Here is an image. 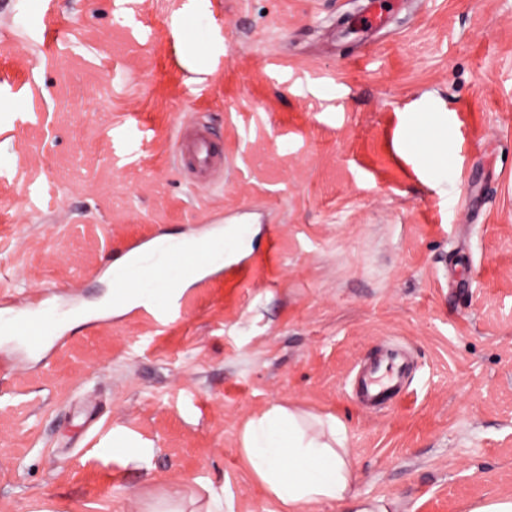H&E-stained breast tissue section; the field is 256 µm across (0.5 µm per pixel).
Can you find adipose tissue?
Wrapping results in <instances>:
<instances>
[{"label":"adipose tissue","mask_w":512,"mask_h":512,"mask_svg":"<svg viewBox=\"0 0 512 512\" xmlns=\"http://www.w3.org/2000/svg\"><path fill=\"white\" fill-rule=\"evenodd\" d=\"M241 453L279 512H305L316 504L336 512H387L357 493L346 430L336 416L311 418L271 404L246 424Z\"/></svg>","instance_id":"adipose-tissue-1"}]
</instances>
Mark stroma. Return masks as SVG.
<instances>
[{"label":"stroma","mask_w":512,"mask_h":512,"mask_svg":"<svg viewBox=\"0 0 512 512\" xmlns=\"http://www.w3.org/2000/svg\"><path fill=\"white\" fill-rule=\"evenodd\" d=\"M0 0V290L51 294L59 349L0 333V512L271 502L240 448L271 403L336 416L390 512L512 497V0ZM224 151L190 188L175 130ZM448 131V171L403 131ZM251 225L165 328L109 308L147 235ZM415 359L394 409L356 364ZM151 442L121 466L113 431Z\"/></svg>","instance_id":"35a3bbf8"}]
</instances>
